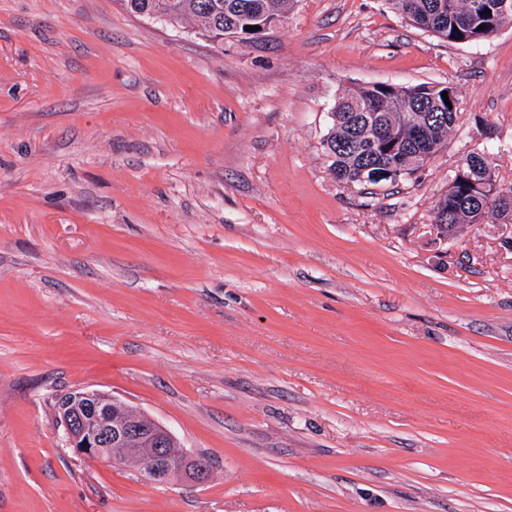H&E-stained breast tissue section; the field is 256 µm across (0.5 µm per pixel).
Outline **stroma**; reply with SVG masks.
<instances>
[{
	"mask_svg": "<svg viewBox=\"0 0 512 512\" xmlns=\"http://www.w3.org/2000/svg\"><path fill=\"white\" fill-rule=\"evenodd\" d=\"M450 86L444 148L346 185L336 95ZM512 188V23L478 44L391 0H290L216 42L119 0H0V512H512V228L429 236L465 156ZM117 397L208 481L66 448Z\"/></svg>",
	"mask_w": 512,
	"mask_h": 512,
	"instance_id": "stroma-1",
	"label": "stroma"
}]
</instances>
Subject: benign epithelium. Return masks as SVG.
I'll return each instance as SVG.
<instances>
[{
	"instance_id": "7a95c632",
	"label": "benign epithelium",
	"mask_w": 512,
	"mask_h": 512,
	"mask_svg": "<svg viewBox=\"0 0 512 512\" xmlns=\"http://www.w3.org/2000/svg\"><path fill=\"white\" fill-rule=\"evenodd\" d=\"M482 191L497 197L512 220V192L495 184ZM60 423L67 447L95 459L112 449L139 462V472L153 481L170 482L178 463L169 446L175 441L163 426L136 407L94 390H74L62 401Z\"/></svg>"
}]
</instances>
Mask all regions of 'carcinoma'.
I'll return each mask as SVG.
<instances>
[{"instance_id":"1","label":"carcinoma","mask_w":512,"mask_h":512,"mask_svg":"<svg viewBox=\"0 0 512 512\" xmlns=\"http://www.w3.org/2000/svg\"><path fill=\"white\" fill-rule=\"evenodd\" d=\"M122 7L135 14L160 12L164 20L180 23L190 19L212 40L222 41L224 35L242 24L251 14L263 13L269 17H281L288 10V0H120ZM395 9L412 25L429 32L444 41L458 35L459 26L473 42L486 41L503 27L512 23V9L493 17H478L469 21L472 0H391ZM484 29H479V26ZM448 92L450 102L457 103L455 90L449 86L428 84L407 85L385 89L376 85L362 87L336 97L331 109V125L323 142L330 168L335 178L346 183L361 184V169L369 164L383 170L389 166L412 174L424 164L426 157L417 156L414 147L384 151L365 137L364 127H351L347 114L356 112L369 118L372 124L379 122L393 127L397 132L427 127L426 138L433 144L446 140L455 128L457 108H449L442 98ZM489 170L487 159L479 153L466 156L464 172L478 186L484 184ZM469 185L459 182V175L452 177L448 194L434 206L433 223L454 226L475 224L488 215H501L496 201L485 194H469Z\"/></svg>"}]
</instances>
